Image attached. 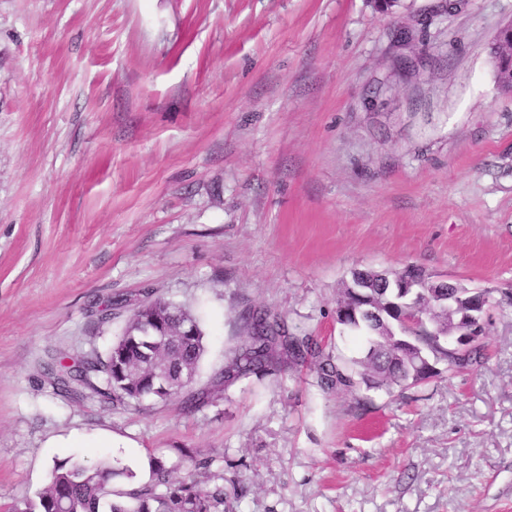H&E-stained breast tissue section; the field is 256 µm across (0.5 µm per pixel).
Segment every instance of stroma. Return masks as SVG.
Returning a JSON list of instances; mask_svg holds the SVG:
<instances>
[{"label": "stroma", "instance_id": "stroma-1", "mask_svg": "<svg viewBox=\"0 0 512 512\" xmlns=\"http://www.w3.org/2000/svg\"><path fill=\"white\" fill-rule=\"evenodd\" d=\"M510 22L512 0H0V512L54 462L144 478L174 448L212 458L230 512H512ZM408 264L493 290L482 365L211 392L243 310L357 357L342 284ZM149 295L198 318L205 405L53 390L45 362L105 355ZM506 29H508L509 32L504 31ZM510 33L512 35V26H510L509 24V26L505 27L500 31L498 36H501L497 38V40L493 43L490 51L492 57H495L500 61V65L496 68V77L498 83L504 90H509V85L511 81L512 68L510 67V56L512 42Z\"/></svg>", "mask_w": 512, "mask_h": 512}]
</instances>
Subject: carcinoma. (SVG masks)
<instances>
[{
	"label": "carcinoma",
	"mask_w": 512,
	"mask_h": 512,
	"mask_svg": "<svg viewBox=\"0 0 512 512\" xmlns=\"http://www.w3.org/2000/svg\"><path fill=\"white\" fill-rule=\"evenodd\" d=\"M491 54L500 61L498 83L507 90L512 84V34L503 32ZM411 271L423 278L420 305L425 311L420 321L405 325L401 323L404 304H391L385 285ZM359 275L373 314L340 325L362 337L363 356L347 359L326 354L313 337L290 331L286 321L271 311L251 310L241 317L244 339L214 375L213 386L227 388L242 378L273 375L287 359L312 364L323 390L353 392L364 387L390 392L442 377L443 370L437 368L441 362L448 372L480 362L477 345L456 352L445 346L444 336L452 326L448 310L438 306L426 311L448 293L465 298L471 291L436 288L431 276L413 264L391 272L364 270ZM204 353V334L192 312L148 296L130 310L121 335L105 356L72 365L61 356L43 366V376L65 394L74 395L77 387L87 385L106 405L182 396L185 404L197 408L208 399V394L192 389ZM158 370L166 375L163 386L156 381ZM212 463L209 457L179 448L174 462L164 456L150 458L149 478L143 481L119 458L91 466L81 459L56 461L37 500L24 499L14 512H226L224 486L209 484L214 478ZM182 467L185 476H176Z\"/></svg>",
	"instance_id": "obj_1"
}]
</instances>
